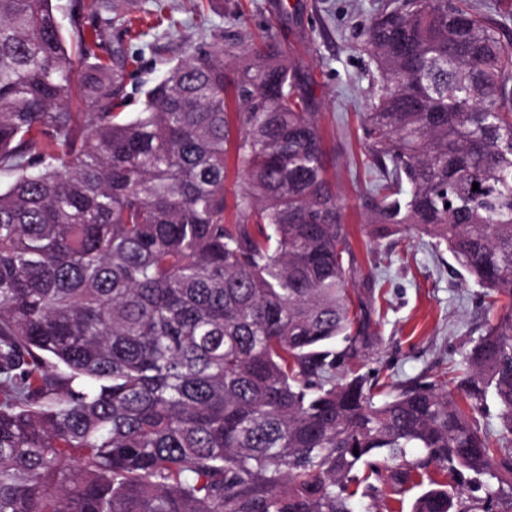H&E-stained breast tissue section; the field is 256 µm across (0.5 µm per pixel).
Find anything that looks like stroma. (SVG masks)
<instances>
[{"mask_svg":"<svg viewBox=\"0 0 512 512\" xmlns=\"http://www.w3.org/2000/svg\"><path fill=\"white\" fill-rule=\"evenodd\" d=\"M382 0H131L129 18L161 7L162 22L123 41L136 62L126 79L127 111L140 109L142 85L158 81L188 46L213 36L248 40L272 32L287 54L314 71L321 102L320 123L335 160L336 194L344 209L351 243L363 269H374L383 291L379 339L360 358L345 362L340 373L360 374L399 389L422 380L444 383L491 319L483 290L449 251L429 238L400 230L384 239L370 234L362 203L379 173L370 168L360 114L371 95V64L362 49L364 31Z\"/></svg>","mask_w":512,"mask_h":512,"instance_id":"1","label":"stroma"}]
</instances>
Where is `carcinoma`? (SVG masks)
Returning a JSON list of instances; mask_svg holds the SVG:
<instances>
[{
  "instance_id": "carcinoma-1",
  "label": "carcinoma",
  "mask_w": 512,
  "mask_h": 512,
  "mask_svg": "<svg viewBox=\"0 0 512 512\" xmlns=\"http://www.w3.org/2000/svg\"><path fill=\"white\" fill-rule=\"evenodd\" d=\"M97 2L66 36L52 0H0V512H354L362 466L421 489L411 512H512V40L468 0L366 28L368 223L445 247L500 310L454 366L465 405L376 403L336 377L377 337L378 278L315 76L272 33L243 60L215 35L124 112L133 58L102 42L128 0Z\"/></svg>"
}]
</instances>
